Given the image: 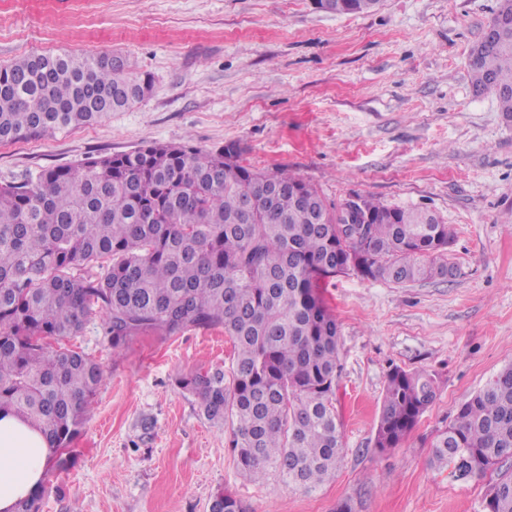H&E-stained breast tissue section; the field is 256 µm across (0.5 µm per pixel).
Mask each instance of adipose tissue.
<instances>
[{"mask_svg": "<svg viewBox=\"0 0 512 512\" xmlns=\"http://www.w3.org/2000/svg\"><path fill=\"white\" fill-rule=\"evenodd\" d=\"M49 455V444L38 429L0 412V512H12L19 500L40 487Z\"/></svg>", "mask_w": 512, "mask_h": 512, "instance_id": "obj_1", "label": "adipose tissue"}]
</instances>
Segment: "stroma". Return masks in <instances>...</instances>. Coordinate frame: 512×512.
<instances>
[{"label": "stroma", "instance_id": "35a3bbf8", "mask_svg": "<svg viewBox=\"0 0 512 512\" xmlns=\"http://www.w3.org/2000/svg\"><path fill=\"white\" fill-rule=\"evenodd\" d=\"M498 0H382L336 15L312 0H5L0 67L27 54L124 58L149 88L132 108L79 128L0 145V184L153 142L215 149L285 168L331 203L357 195L437 213L455 233L451 280L396 285L353 274L320 293L340 324L336 409L344 457L315 492L237 469L228 425L177 385L230 367L223 329L142 333L113 347L101 315L67 345L103 382L47 472L42 512H208L217 492L244 512H485L484 480L430 464L460 404L512 363V125L472 86L469 51ZM435 376L438 394L400 447L375 427L392 366Z\"/></svg>", "mask_w": 512, "mask_h": 512}]
</instances>
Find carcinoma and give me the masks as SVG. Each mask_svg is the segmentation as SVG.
I'll return each mask as SVG.
<instances>
[{
    "label": "carcinoma",
    "mask_w": 512,
    "mask_h": 512,
    "mask_svg": "<svg viewBox=\"0 0 512 512\" xmlns=\"http://www.w3.org/2000/svg\"><path fill=\"white\" fill-rule=\"evenodd\" d=\"M380 2L313 5L344 15ZM489 24L501 45L472 47V84L494 94L502 119L512 120V0H499ZM148 83L129 76L116 55L18 57L0 68V143L95 123L141 101ZM268 180L272 212L258 194ZM352 204L360 223H341L337 214ZM451 237L425 210L362 196L333 206L286 170L243 164L235 142L215 150L154 142L1 184L0 412L41 430L49 467L65 470L64 451L103 380L98 363L63 344L89 317L106 315L114 349L140 333L222 327L233 346L229 372L196 371L178 386L207 420L230 425L229 447L246 477L275 474L311 493L344 454L334 405L339 325L320 282L351 271L398 285L446 279L454 266L441 256ZM436 397L431 375L390 368L375 447H398ZM507 461L512 363L459 406L430 463L468 483ZM43 495L41 488L18 501L14 512H41ZM485 508L512 512V472L488 487ZM210 512L244 510L221 491Z\"/></svg>",
    "instance_id": "obj_1"
}]
</instances>
